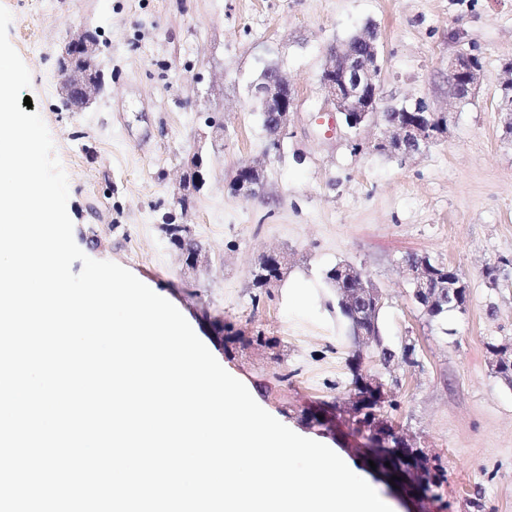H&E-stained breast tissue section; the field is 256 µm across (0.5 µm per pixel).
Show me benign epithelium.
Wrapping results in <instances>:
<instances>
[{
	"label": "benign epithelium",
	"instance_id": "1",
	"mask_svg": "<svg viewBox=\"0 0 512 512\" xmlns=\"http://www.w3.org/2000/svg\"><path fill=\"white\" fill-rule=\"evenodd\" d=\"M362 48L355 52L342 43L329 48L320 83L326 92V104L343 116L348 128H359L365 124L381 126L382 137L376 142L377 149H397L404 157L419 153L444 132V127L435 125L431 111L425 106L414 105L390 108L383 115L377 113V94L382 71V59L375 34L361 38ZM100 52L97 34L81 29L70 35L58 58L61 78L57 85L58 98L62 105L78 103L80 110L93 104L105 91V77L98 61ZM485 79L478 56L459 53L448 60V83L451 94L459 97L460 88L473 94ZM498 111L505 113V127H512V71L502 70L498 78ZM252 96L260 111L266 116L268 141L266 156L279 155L284 138L288 135L291 115L297 103V92L279 68L264 69L261 82L254 85ZM194 168L192 176H182L173 194L175 205L188 209L192 191L203 181L202 157L191 158ZM266 181V166L250 160L242 161L230 181L232 194L247 201L262 197ZM411 275L413 294L425 293L430 288V279L423 267L405 262ZM356 298L366 306L359 308L356 318L362 320L369 312L368 304H382L380 290L367 283L357 289ZM372 457L380 462L377 470L386 477L397 476L393 483L406 493L423 498L428 495L423 488L409 485L404 468L414 465L419 449L395 448L391 443L368 442Z\"/></svg>",
	"mask_w": 512,
	"mask_h": 512
}]
</instances>
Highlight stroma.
Listing matches in <instances>:
<instances>
[{
	"label": "stroma",
	"instance_id": "35a3bbf8",
	"mask_svg": "<svg viewBox=\"0 0 512 512\" xmlns=\"http://www.w3.org/2000/svg\"><path fill=\"white\" fill-rule=\"evenodd\" d=\"M0 0L9 39L32 77L28 95L69 178L78 247L155 285L259 405L313 437L373 483L393 512H512V384L491 345L512 348V267L498 287L486 265L512 259V137L497 110L496 78L512 60V0ZM95 31L106 89L89 108L62 110L56 59L76 30ZM372 29L382 55L379 108L424 101L446 130L419 154L376 150L379 128L349 131L324 105L319 76L330 45ZM475 49L485 79L451 98L448 61ZM298 91L264 197L228 182L239 162L265 158L267 134L248 89L265 65ZM224 123L223 151L189 210L172 196L206 117ZM188 225L210 259L185 273L165 223ZM288 256L284 278L254 284L261 255ZM420 255L460 270L465 312L429 322L403 262ZM339 262L379 288V325L409 361L382 366L356 345L324 280ZM229 324L240 343L224 345ZM264 336L276 349L254 344ZM389 386L390 414L430 465L444 468L440 501L413 500L374 474L352 435L314 425L320 404L345 406L353 355Z\"/></svg>",
	"mask_w": 512,
	"mask_h": 512
}]
</instances>
